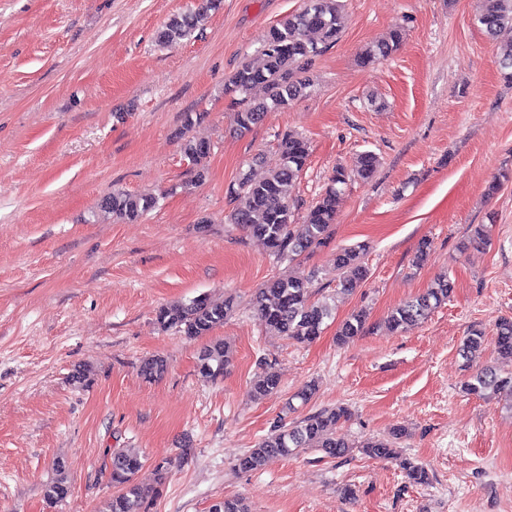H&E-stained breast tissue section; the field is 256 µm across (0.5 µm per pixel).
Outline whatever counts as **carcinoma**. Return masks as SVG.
<instances>
[{
	"label": "carcinoma",
	"instance_id": "cac0c4a2",
	"mask_svg": "<svg viewBox=\"0 0 512 512\" xmlns=\"http://www.w3.org/2000/svg\"><path fill=\"white\" fill-rule=\"evenodd\" d=\"M222 0H197L196 5L183 13L168 18L157 33V40L171 45L188 38L202 29L210 15L221 8ZM342 0H303V7L273 26L266 34L258 56L245 59L238 66L226 87L237 107L234 120L239 131H248L261 124L268 113L287 107L290 102L306 95L310 80L299 76L305 65L322 52V47L335 43L341 32ZM476 21L493 41L504 32L512 33V0H479ZM401 38L398 31L370 47L362 54V62L370 63L387 57ZM495 64L502 78L512 84V37L496 49ZM182 150L197 168L198 179L204 177V160L210 152L205 141L186 139ZM307 142L296 135L285 134L277 146L276 157L269 163L267 176L259 181L242 174L231 194L235 207L229 215L231 223L263 239L280 259L294 262L304 253L325 244L331 224L336 220V201L351 178L338 168L324 193L311 206L303 221L294 217L291 190L307 164ZM379 158L373 152L360 156L356 175L362 179L374 176ZM148 195H134L114 191L103 198L100 208L119 219L135 221L155 206ZM364 247L342 248L336 253V267L342 290L357 288L368 275L361 261ZM452 283L448 276L392 310L388 325L402 331L426 319L429 314L448 301ZM234 299L229 297L216 303L201 294L187 303L163 306L156 322L160 328L177 329L183 335L197 339L210 335L234 311ZM253 308L267 333L305 343L321 335L325 320L332 318L333 306L325 300L312 299L308 281L303 277H276L261 289L253 299ZM366 313L361 311L344 321L336 334L341 344L361 335ZM485 336L472 333L460 347V355L467 359L479 350ZM493 344L497 354L512 359V318L496 323ZM232 360L230 348L223 342H209L199 351L198 374L207 382L224 377ZM167 368L162 357H151L140 366V375L146 379L162 376ZM278 375L267 369L254 384L258 397L277 392ZM469 392L485 399L506 397L512 399V375H502L496 367L485 366L467 382ZM347 417L346 409H319L291 423L281 419L271 432L256 446L237 460V469L247 472L260 467L271 457H290L305 450H315L323 457L339 459L349 453L350 446L340 429ZM405 430L392 429L387 436L365 442L363 452L370 457L397 459L409 483L415 486L430 484L428 470L410 458H398L397 444ZM143 461L135 454L116 449L112 452L110 480L118 488L112 496L109 512H149L150 501L159 489L141 485L136 475ZM69 491L64 476V465L56 463V476L46 484L45 497L52 503L63 501ZM210 512H249L242 500L226 498L212 505Z\"/></svg>",
	"mask_w": 512,
	"mask_h": 512
}]
</instances>
